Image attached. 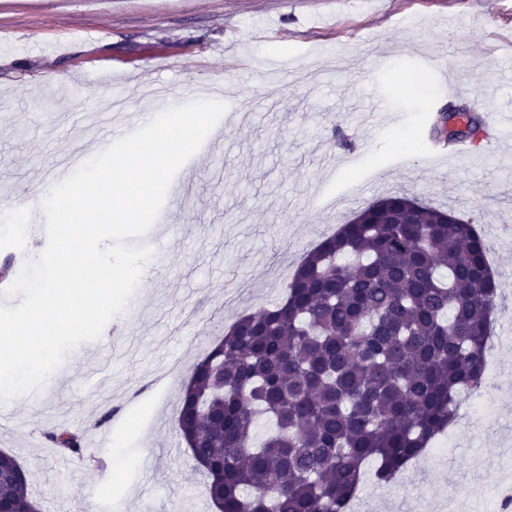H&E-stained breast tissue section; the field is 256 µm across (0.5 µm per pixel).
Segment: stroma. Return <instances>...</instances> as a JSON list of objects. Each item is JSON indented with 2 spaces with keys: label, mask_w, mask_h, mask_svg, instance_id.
Returning a JSON list of instances; mask_svg holds the SVG:
<instances>
[{
  "label": "stroma",
  "mask_w": 512,
  "mask_h": 512,
  "mask_svg": "<svg viewBox=\"0 0 512 512\" xmlns=\"http://www.w3.org/2000/svg\"><path fill=\"white\" fill-rule=\"evenodd\" d=\"M512 0H0V204L33 199L75 151L96 156L111 113L219 95L238 121L191 156L166 197L174 248L150 262L131 307L80 345L41 397L0 403V450L41 512H194L206 499L176 426L195 363L240 316L277 301L303 258L374 201L405 194L475 224L512 320V140L429 160L451 106L441 69L512 112ZM335 167L334 182L320 181ZM494 422L462 394L451 447L426 448L392 483L366 477L362 512H496L512 483V336H494ZM111 412L121 447L95 444ZM78 434L86 461L49 432Z\"/></svg>",
  "instance_id": "35a3bbf8"
}]
</instances>
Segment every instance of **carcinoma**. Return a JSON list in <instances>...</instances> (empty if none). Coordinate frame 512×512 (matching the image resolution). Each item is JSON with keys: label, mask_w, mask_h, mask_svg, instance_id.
I'll use <instances>...</instances> for the list:
<instances>
[{"label": "carcinoma", "mask_w": 512, "mask_h": 512, "mask_svg": "<svg viewBox=\"0 0 512 512\" xmlns=\"http://www.w3.org/2000/svg\"><path fill=\"white\" fill-rule=\"evenodd\" d=\"M475 225L404 194L308 254L282 298L239 317L196 363L176 421L218 512H348L487 386L498 284ZM82 455L79 436H51ZM0 451V509L40 512Z\"/></svg>", "instance_id": "1"}]
</instances>
